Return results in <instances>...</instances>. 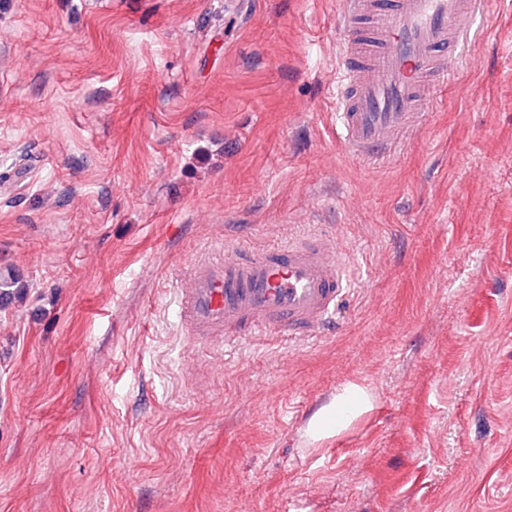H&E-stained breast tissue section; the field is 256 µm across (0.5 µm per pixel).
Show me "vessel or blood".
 I'll list each match as a JSON object with an SVG mask.
<instances>
[{"label":"vessel or blood","instance_id":"b4317fda","mask_svg":"<svg viewBox=\"0 0 512 512\" xmlns=\"http://www.w3.org/2000/svg\"><path fill=\"white\" fill-rule=\"evenodd\" d=\"M483 0H345L332 91L336 127L358 155L391 146L424 112L457 58ZM339 237L276 247L228 246L189 263L178 318L194 344L256 336H315L350 292Z\"/></svg>","mask_w":512,"mask_h":512}]
</instances>
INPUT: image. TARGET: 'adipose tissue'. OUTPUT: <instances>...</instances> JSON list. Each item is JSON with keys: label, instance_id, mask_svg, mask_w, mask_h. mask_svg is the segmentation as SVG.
Instances as JSON below:
<instances>
[{"label": "adipose tissue", "instance_id": "obj_1", "mask_svg": "<svg viewBox=\"0 0 512 512\" xmlns=\"http://www.w3.org/2000/svg\"><path fill=\"white\" fill-rule=\"evenodd\" d=\"M373 401L372 393L365 387L347 384L328 406L313 417L309 428L312 441L319 442L340 434L356 419L369 413Z\"/></svg>", "mask_w": 512, "mask_h": 512}]
</instances>
